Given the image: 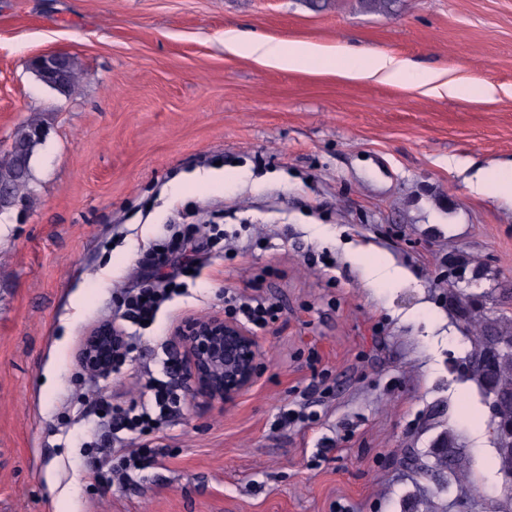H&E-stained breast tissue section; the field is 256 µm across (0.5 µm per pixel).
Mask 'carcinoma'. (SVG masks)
Instances as JSON below:
<instances>
[{
    "label": "carcinoma",
    "mask_w": 512,
    "mask_h": 512,
    "mask_svg": "<svg viewBox=\"0 0 512 512\" xmlns=\"http://www.w3.org/2000/svg\"><path fill=\"white\" fill-rule=\"evenodd\" d=\"M79 78L75 59L66 56L61 94L72 91ZM45 127L39 115L29 118L14 133V150L0 156V185L9 188L19 198L32 194V167H22L23 154L34 155L39 142L32 138L37 129ZM483 269L464 252L448 254V307L465 329L475 328L474 348L464 357L471 377L486 397L497 396L500 406L492 414V427L496 437V460L499 471L512 472V351L503 344L512 342V317L506 311L495 312L487 307L484 293L468 292L457 288V276L465 275L477 281ZM416 467L431 470L438 475L462 476V453L455 436L445 431L435 442L434 462L419 461Z\"/></svg>",
    "instance_id": "obj_1"
}]
</instances>
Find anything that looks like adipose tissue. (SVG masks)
Here are the masks:
<instances>
[{"label":"adipose tissue","instance_id":"obj_1","mask_svg":"<svg viewBox=\"0 0 512 512\" xmlns=\"http://www.w3.org/2000/svg\"><path fill=\"white\" fill-rule=\"evenodd\" d=\"M224 46L236 55L254 57L289 71L305 68L312 59L322 54L321 48L312 43L294 42L287 45L275 39H248L234 30L225 31ZM342 74L351 79L375 78L386 82H398L410 77L416 84L427 87L437 95H455L461 91L459 85L442 80L440 73L417 69L411 62L387 53L356 58L343 69Z\"/></svg>","mask_w":512,"mask_h":512}]
</instances>
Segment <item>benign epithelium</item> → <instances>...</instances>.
Wrapping results in <instances>:
<instances>
[{
	"label": "benign epithelium",
	"instance_id": "obj_1",
	"mask_svg": "<svg viewBox=\"0 0 512 512\" xmlns=\"http://www.w3.org/2000/svg\"><path fill=\"white\" fill-rule=\"evenodd\" d=\"M58 54L32 60L45 84L58 87ZM173 346L184 360L183 376L189 394L200 404L232 405L255 382L261 352L254 334L221 315L194 318L174 334ZM81 364L107 374L112 370V329L103 327L88 334L79 351Z\"/></svg>",
	"mask_w": 512,
	"mask_h": 512
}]
</instances>
